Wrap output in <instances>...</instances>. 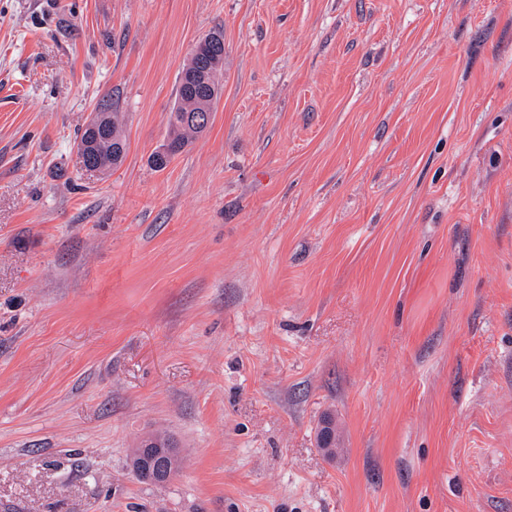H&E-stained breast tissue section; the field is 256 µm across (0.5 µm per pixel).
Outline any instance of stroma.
Segmentation results:
<instances>
[{
    "mask_svg": "<svg viewBox=\"0 0 512 512\" xmlns=\"http://www.w3.org/2000/svg\"><path fill=\"white\" fill-rule=\"evenodd\" d=\"M0 512H512V0H0ZM203 40L209 49L210 74L207 80L197 81L196 77H194L195 80L190 79L188 75H195L196 70V62L192 57L182 69L178 79L176 102L169 117V138L167 144L163 146L166 148L156 152L152 157V164L158 170L166 168L172 156L184 149L191 135L202 133L207 129L213 106L220 97L221 86L216 82V76L220 81L221 75H217L215 65L221 63L224 66V36L220 32H212ZM205 110L208 112H203ZM205 113H209V121L203 125L191 123L186 119V116ZM168 150L169 156L162 159ZM101 112V114H98ZM104 117V130L97 138H91L86 130L78 136V152L83 167L100 171L119 166L126 155V140L121 130L119 112L112 108V102H103L98 106V112H94L85 128L90 131L97 130ZM81 147L83 149L81 150ZM89 162L92 164L90 165ZM148 443H152L153 446L150 448H145L144 446ZM133 452L132 458V466L133 470L145 472L148 475H164L166 476L168 472L171 470V466L177 464V454H179L176 444L173 440L166 434L163 433H154L149 435L148 437L142 439ZM139 448H142V453L145 455H149L154 453L155 450L162 451L161 448L164 449V455L156 460H151L149 457L143 456L139 454ZM165 448H176L177 452L175 454L170 453V450Z\"/></svg>",
    "mask_w": 512,
    "mask_h": 512,
    "instance_id": "1",
    "label": "stroma"
}]
</instances>
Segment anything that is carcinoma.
<instances>
[{
  "label": "carcinoma",
  "instance_id": "obj_1",
  "mask_svg": "<svg viewBox=\"0 0 512 512\" xmlns=\"http://www.w3.org/2000/svg\"><path fill=\"white\" fill-rule=\"evenodd\" d=\"M209 49L210 70L207 80L197 81L189 78L195 72V59L182 69L177 86L176 102L169 117V138L165 150L156 152L152 157L153 166L162 170L167 167L170 157L184 149L189 137L205 131L208 124L197 125L187 117L201 114L203 111H212L219 99L221 86L216 82L217 64L224 63V36L219 32H212L204 38ZM98 111L104 117V130L99 136L92 138L85 131L78 136L77 147L83 167L90 170L94 167L111 169L119 166L126 155V140L121 130L119 113L107 101L98 106ZM317 442L320 448L336 447V419L331 414L322 417L318 431ZM151 443L155 448L164 449V455L156 460L139 454V449ZM176 447L173 440L166 434L154 433L142 439L139 448L134 450L132 458L133 470L145 472L151 476L167 475L171 466L177 463L176 455L170 449Z\"/></svg>",
  "mask_w": 512,
  "mask_h": 512
}]
</instances>
